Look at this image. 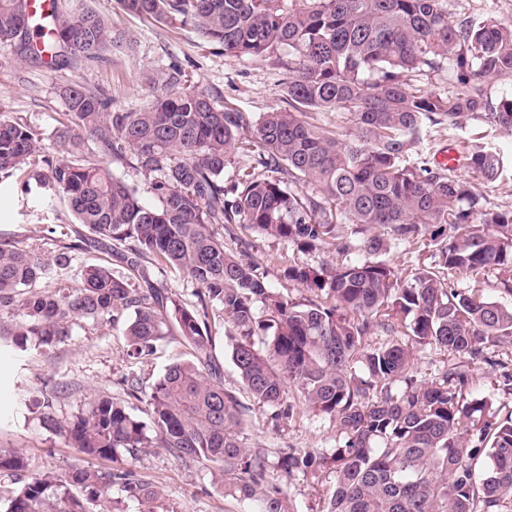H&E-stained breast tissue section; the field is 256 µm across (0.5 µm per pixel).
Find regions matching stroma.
I'll return each instance as SVG.
<instances>
[{
  "label": "stroma",
  "mask_w": 512,
  "mask_h": 512,
  "mask_svg": "<svg viewBox=\"0 0 512 512\" xmlns=\"http://www.w3.org/2000/svg\"><path fill=\"white\" fill-rule=\"evenodd\" d=\"M94 7L109 14L116 28L124 30L134 41L132 49L118 48L109 64L87 67L81 64L50 69L31 59H18L15 51L0 49V103L11 112L40 128L46 135L45 145L54 148L52 132L65 110L64 88L78 82L106 90L118 108L136 112L148 104L147 83L163 88L171 68H179L188 79L216 91L225 106L243 112L249 121L278 107L282 98V72L259 58L236 57L218 45H205L193 28L149 23L125 13L112 0H92ZM451 20L470 19L481 22L491 18L512 26V0H448ZM482 139L483 143L512 153V134L490 130L476 123L437 139L434 151L441 152ZM31 206L15 183L0 185V238H10L25 247L51 257L55 247L49 229L56 218L71 221L67 209H47L31 214ZM227 249L264 267L270 288L285 297L298 300L305 292L300 286L283 279L285 266L303 262L313 267L348 264V256L334 247L303 254L285 241L258 237L245 226L233 225L225 235ZM213 355L224 374V387L232 392L243 414V432L251 449L263 453L268 461L267 484L280 487L290 512H321L327 492L333 486L330 471L319 478L301 472L285 473L277 462L289 450L330 454L342 441L335 420L327 415L307 411L296 391L288 399L294 407L292 419L275 422L272 410L254 403L230 359L229 342L216 334ZM188 350L177 340L160 341L148 361L129 358L123 325L73 326L65 343L47 350L15 352L0 350V447L16 448L28 458L37 473H64L72 466L99 469L106 460L74 448L63 436L44 427L37 414L25 405L30 394L47 393L58 421H69L73 414L98 396H109L123 403L140 419H147L144 400L126 394L124 377L138 376L152 383L170 363L187 358ZM477 396L487 397L499 417L512 414V391L505 389L499 374L486 365L473 366ZM138 476L156 487L162 501L172 512H262L257 499H243L225 493L213 479L209 468L198 463L176 460L164 448H146L136 464Z\"/></svg>",
  "instance_id": "obj_1"
}]
</instances>
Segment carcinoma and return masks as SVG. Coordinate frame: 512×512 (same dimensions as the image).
I'll use <instances>...</instances> for the list:
<instances>
[{
	"mask_svg": "<svg viewBox=\"0 0 512 512\" xmlns=\"http://www.w3.org/2000/svg\"><path fill=\"white\" fill-rule=\"evenodd\" d=\"M118 3L147 21L191 24L226 53L272 61L284 71L285 106L249 126L177 68L166 90L150 88L138 112L115 108L101 88L72 84L54 128V157L40 129L0 105V184L14 179L47 206L62 199L80 225L51 263L0 239V347L50 349L80 320L112 325L131 311L127 356L149 357L174 335L189 349L150 386L149 425L107 396L66 423L30 399L44 426L120 466L33 473L20 450L0 448V480L11 482L0 512H112L115 487L169 512L137 476L142 448L204 463L229 494L260 499L264 512H288L282 489L265 485V456L244 442L239 404L224 391L212 353L211 318L223 325L257 403L288 419L293 407L284 401L293 388L311 411L336 419L342 443L331 454L335 481L323 512H512V416L500 420L488 399H467L473 376L465 369L418 384L408 346L362 347L378 329H402L416 344L502 369L503 385L512 386V373L484 351L488 342L512 344V306L441 277L443 270L473 280L511 271L512 209L484 206L469 180L420 150L432 130L463 129L470 120L512 132V92L496 100L487 92L491 80L512 81V27L455 23L448 0ZM123 45H130L126 33L82 0H51L37 20L28 0H0V49L51 68L107 64ZM431 72L448 73V91L418 84ZM316 111H343L350 126L321 124ZM238 145L255 147L253 164L226 184ZM115 164L143 174L159 205L144 203ZM460 167L490 182L508 170L503 154L476 141ZM228 224L302 253L332 244L368 259L288 265L283 278L307 292L288 300L268 288L258 263L225 250ZM347 224L362 238H344ZM377 227L387 234L371 233ZM424 237L432 266L402 277L369 260L394 241ZM92 244L108 246L110 261L85 266L74 286V253ZM168 270L196 285L197 304L154 281ZM395 382L403 387L393 390ZM279 466L313 473L322 462L291 451Z\"/></svg>",
	"mask_w": 512,
	"mask_h": 512,
	"instance_id": "1",
	"label": "carcinoma"
}]
</instances>
